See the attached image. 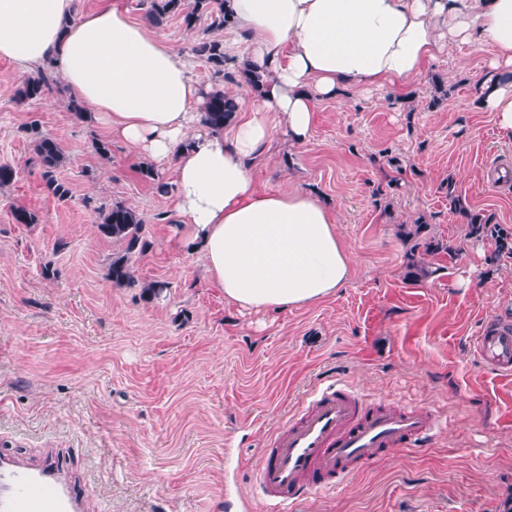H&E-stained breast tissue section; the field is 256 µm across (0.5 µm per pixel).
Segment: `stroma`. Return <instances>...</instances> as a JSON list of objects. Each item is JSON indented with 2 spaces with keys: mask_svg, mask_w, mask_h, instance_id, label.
Wrapping results in <instances>:
<instances>
[{
  "mask_svg": "<svg viewBox=\"0 0 512 512\" xmlns=\"http://www.w3.org/2000/svg\"><path fill=\"white\" fill-rule=\"evenodd\" d=\"M493 58L481 38L452 45L403 83L319 101L309 143L275 131L255 162L261 186L316 191L354 260L334 296L282 312L227 303L178 243L174 194L139 173L150 164L169 183L170 164L118 139L99 157L102 127L56 90L18 103L25 75L0 58V164L15 170L0 186V453L54 449L94 512H227L226 484L252 498L268 436L340 380L370 399L437 407L448 424L295 512H512V377L473 348L487 322L512 324V257L472 237L444 190L454 183L464 206L512 229V182L497 178L512 169V134L478 89ZM437 79L448 97L434 107ZM32 123L67 155L58 176L72 199L48 193ZM116 201L148 221L134 268L169 283L157 300L108 277L118 246L95 208ZM15 207L37 223H14ZM420 215L452 251L414 281L400 230Z\"/></svg>",
  "mask_w": 512,
  "mask_h": 512,
  "instance_id": "stroma-1",
  "label": "stroma"
}]
</instances>
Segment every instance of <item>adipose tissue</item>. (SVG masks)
<instances>
[{"label": "adipose tissue", "mask_w": 512, "mask_h": 512, "mask_svg": "<svg viewBox=\"0 0 512 512\" xmlns=\"http://www.w3.org/2000/svg\"><path fill=\"white\" fill-rule=\"evenodd\" d=\"M224 52L261 71L230 131L204 125L205 88L186 59L117 0H0V58L34 72L55 60L70 96L143 154L172 164L176 213L209 279L239 309L283 311L333 296L352 254L314 192L261 188L251 160L283 126L310 141L318 101L419 74L447 46L482 36L496 51L484 107L512 131V0H224Z\"/></svg>", "instance_id": "ef3b65f1"}]
</instances>
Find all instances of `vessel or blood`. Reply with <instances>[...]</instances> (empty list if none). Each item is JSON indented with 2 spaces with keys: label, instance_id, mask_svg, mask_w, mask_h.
Wrapping results in <instances>:
<instances>
[{
  "label": "vessel or blood",
  "instance_id": "obj_1",
  "mask_svg": "<svg viewBox=\"0 0 512 512\" xmlns=\"http://www.w3.org/2000/svg\"><path fill=\"white\" fill-rule=\"evenodd\" d=\"M489 370L512 375V326L489 324L475 338ZM440 413L430 407L367 406L346 384L314 390L297 416L278 428L256 483L268 512H291L318 491L339 488L365 463L433 436ZM85 493L53 455L31 460L0 453V512H89Z\"/></svg>",
  "mask_w": 512,
  "mask_h": 512
}]
</instances>
